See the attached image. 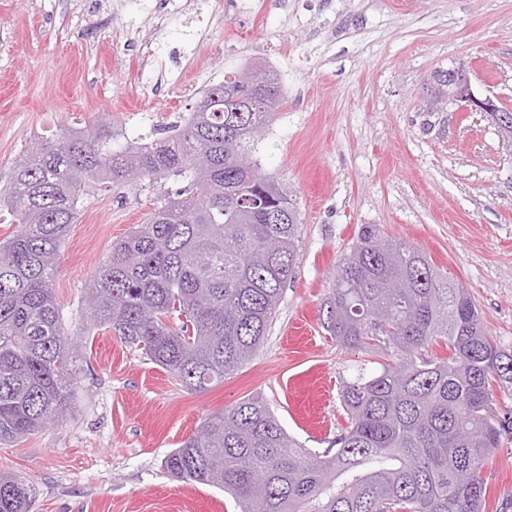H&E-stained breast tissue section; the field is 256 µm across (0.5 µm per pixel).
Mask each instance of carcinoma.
Masks as SVG:
<instances>
[{"instance_id":"cac0c4a2","label":"carcinoma","mask_w":512,"mask_h":512,"mask_svg":"<svg viewBox=\"0 0 512 512\" xmlns=\"http://www.w3.org/2000/svg\"><path fill=\"white\" fill-rule=\"evenodd\" d=\"M260 79L265 98L253 107ZM181 125L121 143L106 125H65L0 188L18 230L0 240V444L67 417L75 343L62 323L56 258L94 186H182L103 258L88 291L93 326L191 393L247 364L295 272L300 218L256 164L279 111L278 74L254 65L207 88ZM322 327L383 359L341 382L348 425L316 453L254 395L210 414L164 458L173 477L221 488L242 512H483L481 476L503 423L493 385L512 388V352L494 343L467 291L416 244L365 224L321 303ZM449 350L441 359L434 343ZM32 481L0 472V512H31Z\"/></svg>"}]
</instances>
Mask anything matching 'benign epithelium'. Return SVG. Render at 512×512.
<instances>
[{
    "label": "benign epithelium",
    "instance_id": "7a95c632",
    "mask_svg": "<svg viewBox=\"0 0 512 512\" xmlns=\"http://www.w3.org/2000/svg\"><path fill=\"white\" fill-rule=\"evenodd\" d=\"M442 91L445 92L448 107L453 111L486 113L497 127L503 141L512 148V138L508 137V133L512 131V109L501 105L495 97L487 96L483 99L475 97L465 63H459L448 73V76L428 85L426 97L433 101L440 97Z\"/></svg>",
    "mask_w": 512,
    "mask_h": 512
}]
</instances>
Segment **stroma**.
<instances>
[{"mask_svg":"<svg viewBox=\"0 0 512 512\" xmlns=\"http://www.w3.org/2000/svg\"><path fill=\"white\" fill-rule=\"evenodd\" d=\"M278 74L285 103L252 158L301 221L299 264L252 360L193 394L141 350L93 327L85 289L156 195L105 184L82 205L53 282L81 384L69 416L0 446L33 512H239L223 490L171 477L165 456L212 412L262 395L321 452L347 425L340 379L369 367L324 331L320 306L364 224L418 244L467 288L512 350V154L481 112H428L432 73L463 62L477 95L512 108V0H0V186L62 124L127 138L193 112L245 64ZM485 512H512V432L486 465Z\"/></svg>","mask_w":512,"mask_h":512,"instance_id":"stroma-1","label":"stroma"}]
</instances>
